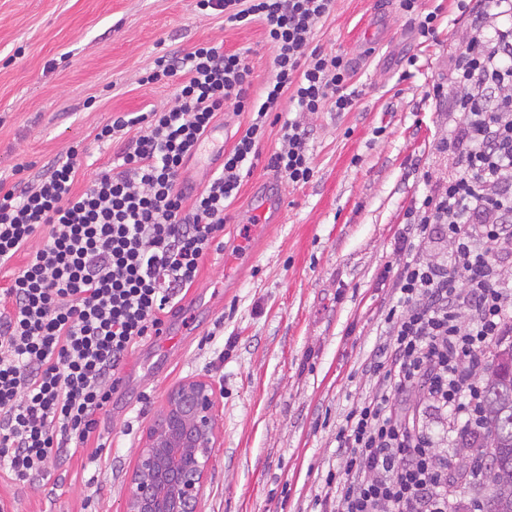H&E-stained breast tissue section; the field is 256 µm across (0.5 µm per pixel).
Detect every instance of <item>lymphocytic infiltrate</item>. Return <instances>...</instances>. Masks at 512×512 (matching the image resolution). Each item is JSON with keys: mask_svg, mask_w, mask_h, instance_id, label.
Wrapping results in <instances>:
<instances>
[{"mask_svg": "<svg viewBox=\"0 0 512 512\" xmlns=\"http://www.w3.org/2000/svg\"><path fill=\"white\" fill-rule=\"evenodd\" d=\"M334 0H197L228 27L260 22L273 74L252 98L248 50L204 42L158 56L146 85L176 82L175 103L124 112L97 127L114 166L84 189L82 144L32 179H0V479L25 483L62 448L89 441L112 401L117 371L224 246L225 212L244 174L265 165L293 184L311 181L308 134L275 124L282 98L296 111H351L361 92L340 54L313 47ZM512 0H485L454 65L458 118L438 149L456 170L414 198L386 268L397 296L387 340L365 367L374 393L353 403L337 434L342 465L327 481L336 512H460L448 490L440 438L398 405L417 394L438 414L476 427L483 390L474 370L494 340L512 335ZM249 121L202 190L181 173L225 106ZM278 126V147L260 145ZM450 243L442 251L441 243ZM20 268H13L17 257Z\"/></svg>", "mask_w": 512, "mask_h": 512, "instance_id": "obj_1", "label": "lymphocytic infiltrate"}]
</instances>
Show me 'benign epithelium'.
I'll return each mask as SVG.
<instances>
[{"instance_id":"1","label":"benign epithelium","mask_w":512,"mask_h":512,"mask_svg":"<svg viewBox=\"0 0 512 512\" xmlns=\"http://www.w3.org/2000/svg\"><path fill=\"white\" fill-rule=\"evenodd\" d=\"M214 405L203 380L171 392L131 474L126 512H197L214 443Z\"/></svg>"}]
</instances>
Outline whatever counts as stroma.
<instances>
[{
	"mask_svg": "<svg viewBox=\"0 0 512 512\" xmlns=\"http://www.w3.org/2000/svg\"><path fill=\"white\" fill-rule=\"evenodd\" d=\"M479 0H335L313 41L351 61L362 95L352 111L305 116L309 183L257 166L226 211L223 252L209 253L166 332L136 346L98 416L97 440L64 450L34 481L0 496L15 512H123L147 433L179 384L202 379L215 398L216 444L199 512H319L342 464L336 434L372 393L363 369L386 328L385 267L412 199L455 169L437 145L452 119V63ZM437 13L421 38L418 17ZM249 49L252 95L271 78L260 24L228 28L196 0H0V176L42 167L83 142L95 166L113 150L97 126L173 102L146 87L160 48L202 42ZM445 94L433 96V85ZM281 198L278 219L255 224L258 197ZM234 265H227V257Z\"/></svg>",
	"mask_w": 512,
	"mask_h": 512,
	"instance_id": "stroma-1",
	"label": "stroma"
}]
</instances>
